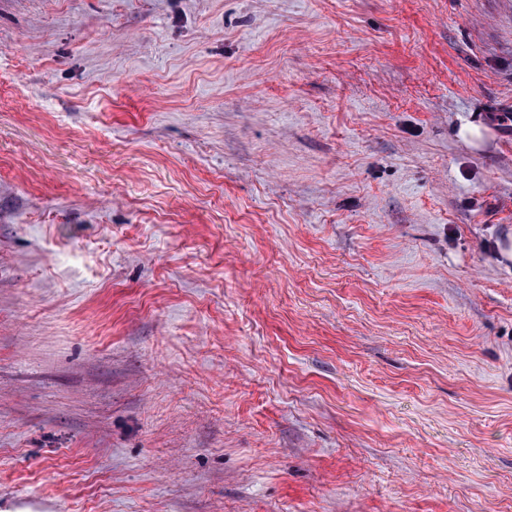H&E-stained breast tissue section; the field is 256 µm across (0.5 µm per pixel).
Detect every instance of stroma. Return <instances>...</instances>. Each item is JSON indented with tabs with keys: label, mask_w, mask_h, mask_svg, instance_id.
Instances as JSON below:
<instances>
[{
	"label": "stroma",
	"mask_w": 512,
	"mask_h": 512,
	"mask_svg": "<svg viewBox=\"0 0 512 512\" xmlns=\"http://www.w3.org/2000/svg\"><path fill=\"white\" fill-rule=\"evenodd\" d=\"M509 240L512 0H0V512H512Z\"/></svg>",
	"instance_id": "obj_1"
}]
</instances>
